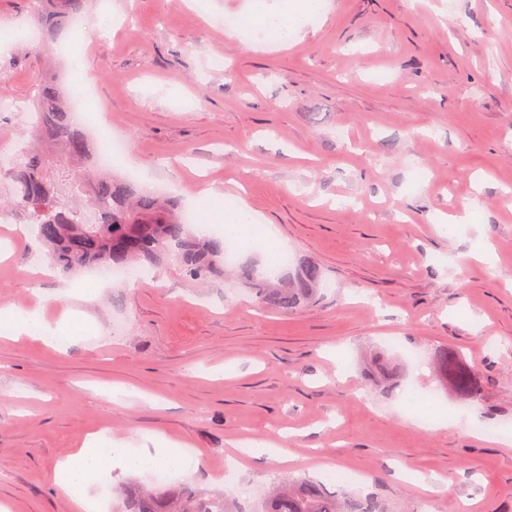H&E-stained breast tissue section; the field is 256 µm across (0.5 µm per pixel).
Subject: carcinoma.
Wrapping results in <instances>:
<instances>
[{"instance_id": "cac0c4a2", "label": "carcinoma", "mask_w": 512, "mask_h": 512, "mask_svg": "<svg viewBox=\"0 0 512 512\" xmlns=\"http://www.w3.org/2000/svg\"><path fill=\"white\" fill-rule=\"evenodd\" d=\"M51 3L37 13L50 40L86 10L88 0H34ZM73 90L54 82L40 84L31 99V138L17 153L18 162L0 168V180L11 188L10 207L19 223L32 228L61 272L71 276L91 265L133 268L147 262L163 267L175 257L193 280H206L224 269V249L196 235L182 222L171 202L145 195L132 183L98 174L97 149L75 122L70 108ZM95 211L93 222L84 220ZM267 271L249 277L258 302L283 312L315 299L322 286L320 270L306 259L284 273ZM439 374L461 397L477 398L485 380L457 349L437 355ZM125 512H237L222 494L191 484L128 485L119 488ZM261 512H385L372 497H341L327 484L287 480L272 488Z\"/></svg>"}]
</instances>
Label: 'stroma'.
<instances>
[{"label":"stroma","instance_id":"obj_1","mask_svg":"<svg viewBox=\"0 0 512 512\" xmlns=\"http://www.w3.org/2000/svg\"><path fill=\"white\" fill-rule=\"evenodd\" d=\"M284 2L281 32L251 0H90L48 49L31 0H0V135L26 138L45 74L83 85L88 134L129 144L114 177L184 209L237 198L266 233L208 281L170 263L91 290L30 277L46 254L0 223V303L88 327L0 337L9 512H86L53 473L96 432L185 446L184 480L245 512L336 471L386 512H512V443L470 427L512 433V0ZM279 251L320 268L310 306H258L246 270ZM445 347L486 378L480 400L439 381Z\"/></svg>","mask_w":512,"mask_h":512}]
</instances>
